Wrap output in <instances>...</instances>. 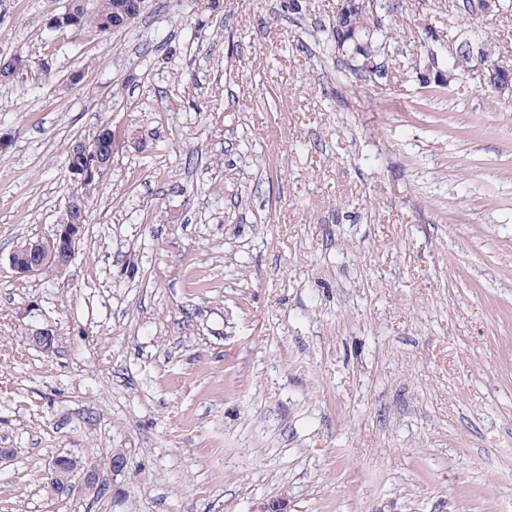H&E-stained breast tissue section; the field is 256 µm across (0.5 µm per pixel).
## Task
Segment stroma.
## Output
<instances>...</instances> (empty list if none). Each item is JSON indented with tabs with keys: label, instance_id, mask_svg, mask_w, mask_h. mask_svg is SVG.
Here are the masks:
<instances>
[{
	"label": "stroma",
	"instance_id": "obj_1",
	"mask_svg": "<svg viewBox=\"0 0 512 512\" xmlns=\"http://www.w3.org/2000/svg\"><path fill=\"white\" fill-rule=\"evenodd\" d=\"M67 2L0 0V59L27 62L0 85V512H512V98L479 66L346 75L342 0H146L112 34L48 28ZM394 26L440 47L448 0ZM478 30L512 69V18ZM106 124L141 146L69 271L16 277ZM66 453L122 503L48 497ZM27 334L30 336L29 342L45 353L53 352L55 342V331L52 325L42 326L29 325Z\"/></svg>",
	"mask_w": 512,
	"mask_h": 512
}]
</instances>
